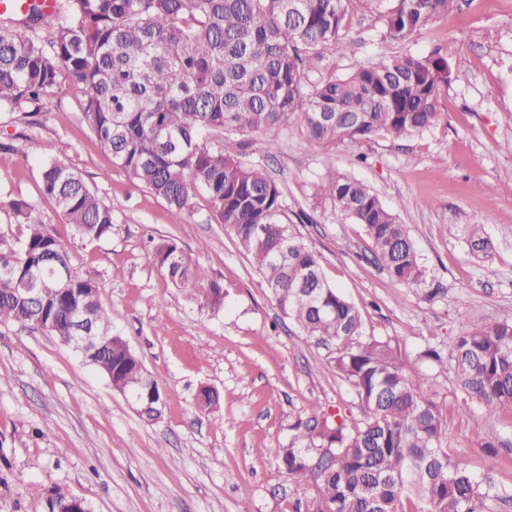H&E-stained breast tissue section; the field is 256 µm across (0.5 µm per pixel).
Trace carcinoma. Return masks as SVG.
Instances as JSON below:
<instances>
[{
	"label": "carcinoma",
	"mask_w": 512,
	"mask_h": 512,
	"mask_svg": "<svg viewBox=\"0 0 512 512\" xmlns=\"http://www.w3.org/2000/svg\"><path fill=\"white\" fill-rule=\"evenodd\" d=\"M349 0H56L52 15L0 13V112L47 110L62 74L84 93L82 120L101 150L136 185L161 198L176 223L193 212L195 193L212 204L250 256L264 287L298 329L336 345L333 367L353 389L361 417L294 426L278 466L306 497L292 512H486L501 499L494 479L454 461L444 399L436 384L406 373L390 342L364 334L361 315L323 278L316 253L290 229L279 186L242 159L244 136L294 117L307 140L353 147L379 133L420 135L446 116L441 89L456 64L439 51L380 57L343 76L326 54H347ZM381 12L382 39L408 43L457 0H368ZM42 193L76 234L112 236V208L58 158L42 162ZM322 194L364 226L376 261L398 285L425 281V270L398 215L363 181L332 174ZM27 227L0 237V325L39 328L67 346L86 306L98 336L112 345L90 365L112 389H140L142 416L162 414L161 384L112 319L100 287L79 275L68 248L36 205L0 200V212ZM472 254L491 241L468 232ZM159 271L193 293L208 286L207 307H224V288L172 240L153 246ZM21 288L37 289L29 299ZM458 389L490 415H512V320L472 323L449 344Z\"/></svg>",
	"instance_id": "carcinoma-1"
}]
</instances>
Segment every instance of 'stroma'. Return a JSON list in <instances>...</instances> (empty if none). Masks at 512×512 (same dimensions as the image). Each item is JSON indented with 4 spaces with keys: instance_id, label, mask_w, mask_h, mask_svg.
I'll return each instance as SVG.
<instances>
[{
    "instance_id": "35a3bbf8",
    "label": "stroma",
    "mask_w": 512,
    "mask_h": 512,
    "mask_svg": "<svg viewBox=\"0 0 512 512\" xmlns=\"http://www.w3.org/2000/svg\"><path fill=\"white\" fill-rule=\"evenodd\" d=\"M353 54L337 74L378 56L442 48L461 71L442 93L447 118L423 134H378L359 145L306 142L295 121L249 135L248 160L281 186L293 232L317 254L324 279L359 310L364 332L390 342L422 381L438 380L449 408L448 452L512 494V417L477 402L457 408L455 380L417 351L449 341L471 322L512 319V0H460L406 44L383 41L368 0H349ZM280 148L266 155L267 140ZM0 197L34 202L74 264L102 284L114 332L124 336L164 392L148 421L80 354L39 330L0 327V512H52L56 489L89 512H280L293 487L276 452L296 422L343 412L358 400L317 345L271 300L249 256L211 218L206 194L172 223L166 204L132 183L82 121V96L62 87L47 111L0 112ZM366 162H358L357 154ZM65 160L111 205L110 238L75 236L43 195L40 163ZM331 172L366 182L405 224L427 281L398 286L373 259L361 225L320 194ZM481 226L493 243L474 256L456 228ZM174 240L226 291L211 311L200 293L175 288L152 261L151 242ZM209 386L219 405L199 409ZM507 444L486 457L482 439Z\"/></svg>"
}]
</instances>
